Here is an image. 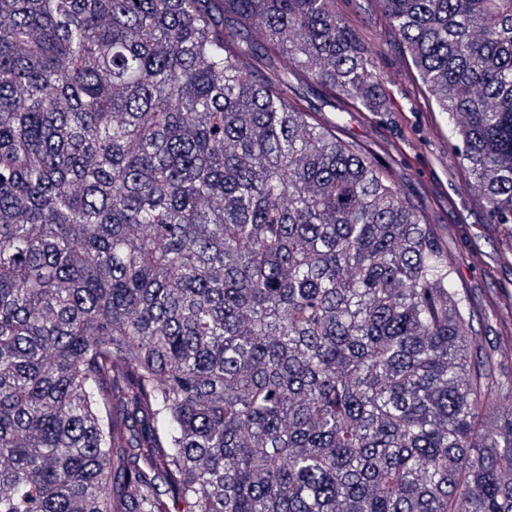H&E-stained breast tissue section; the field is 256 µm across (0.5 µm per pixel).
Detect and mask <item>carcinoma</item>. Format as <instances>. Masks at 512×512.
<instances>
[{
  "label": "carcinoma",
  "instance_id": "cac0c4a2",
  "mask_svg": "<svg viewBox=\"0 0 512 512\" xmlns=\"http://www.w3.org/2000/svg\"><path fill=\"white\" fill-rule=\"evenodd\" d=\"M512 238V0H379ZM291 60L336 0H0V512H512V315Z\"/></svg>",
  "mask_w": 512,
  "mask_h": 512
}]
</instances>
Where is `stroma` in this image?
Wrapping results in <instances>:
<instances>
[{
	"label": "stroma",
	"instance_id": "35a3bbf8",
	"mask_svg": "<svg viewBox=\"0 0 512 512\" xmlns=\"http://www.w3.org/2000/svg\"><path fill=\"white\" fill-rule=\"evenodd\" d=\"M339 13L358 28L361 47L372 58L385 89L383 98L354 104L314 83L292 79L290 99L317 107L319 121H337L341 137L372 155L401 193L436 230L480 319L475 328L494 342L501 312L490 297L512 291V265L499 256L506 244L485 206L464 193L468 174L448 129L433 112L407 55L394 37L378 0H336Z\"/></svg>",
	"mask_w": 512,
	"mask_h": 512
}]
</instances>
